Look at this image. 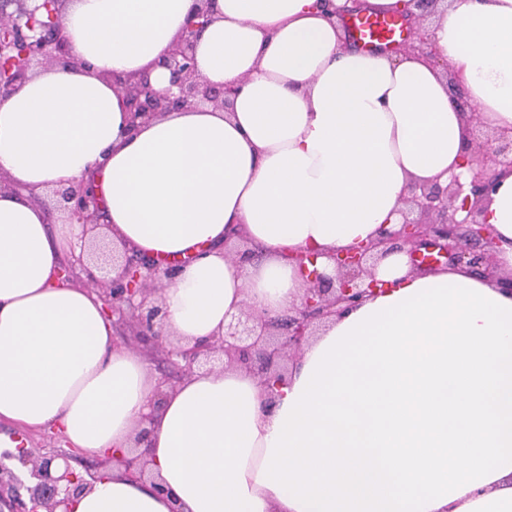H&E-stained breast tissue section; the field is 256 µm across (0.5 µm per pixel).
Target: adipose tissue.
<instances>
[{
  "label": "adipose tissue",
  "mask_w": 512,
  "mask_h": 512,
  "mask_svg": "<svg viewBox=\"0 0 512 512\" xmlns=\"http://www.w3.org/2000/svg\"><path fill=\"white\" fill-rule=\"evenodd\" d=\"M195 0H69L77 68L40 70L0 102V420L56 428L107 465L71 512H512V291L451 266L383 256L386 290L329 318L286 382L246 369L160 387L112 340L95 287L67 281L84 227L34 195L92 181L114 248L178 272L161 292L180 345L222 334L245 307L299 305L315 254L402 222L410 183L463 173L455 71L483 124L512 132V0H438L437 62L347 44L317 0H215L196 46L230 110L169 112L123 133L116 75L150 72ZM482 220L512 270V173ZM246 240L263 257L240 264ZM154 478L125 473L136 435Z\"/></svg>",
  "instance_id": "adipose-tissue-1"
}]
</instances>
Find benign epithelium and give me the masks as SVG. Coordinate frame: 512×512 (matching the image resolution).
<instances>
[{"label": "benign epithelium", "instance_id": "1", "mask_svg": "<svg viewBox=\"0 0 512 512\" xmlns=\"http://www.w3.org/2000/svg\"><path fill=\"white\" fill-rule=\"evenodd\" d=\"M421 13L416 19L405 18L412 35L407 44H398L395 51L413 50L423 56L435 55L431 34L424 17L436 0H415ZM43 5L30 6L29 0H17L13 11H0V56L18 46L23 47L22 62L14 60L0 69V101L17 92L35 65L57 64L77 66L70 54L62 27L38 30L34 17ZM209 21L202 8L195 10L186 30L174 47L163 57L161 66L169 72V86L157 90L149 74L117 78L127 105L126 131L133 133L149 121L166 112L211 105L227 107L241 86H215L207 83L196 68L195 45ZM452 102L463 112L467 123L464 153L471 179L463 182L454 176L443 185L438 181L408 186L406 203L420 210L427 221L411 220L403 215V230L383 229L379 240L361 249L334 254V274L314 271L300 306L280 316L254 323L253 313L245 310L224 328V336L190 348L178 346L171 355L183 362L184 374L220 353L227 365L243 367L265 382L286 379L285 361L292 353L302 350L311 336V324L339 313L337 306H351L377 289L375 277L377 250L387 254L410 246V252L427 244L428 238L445 240L441 244L449 258L467 264L478 271L483 256L473 246L492 249V240L483 236L480 217L489 199L496 175L512 171V135L500 133L493 139L481 141L477 135L479 121L458 82L448 84ZM62 208L91 233L100 227L101 204L94 193L82 185L56 191ZM465 213L461 220L456 219ZM119 267L117 276L112 269ZM89 282L103 295L106 309L118 320L129 319L137 324L142 335L163 342L166 313L159 302V292L174 278L173 270L160 271L150 260L134 253H114L105 275L87 273ZM17 459L26 468L30 485L26 487L28 501L14 494L20 477L4 464ZM90 482L77 474L64 453L52 455L21 450L0 453V507L8 512H67L69 501L88 491Z\"/></svg>", "mask_w": 512, "mask_h": 512}]
</instances>
